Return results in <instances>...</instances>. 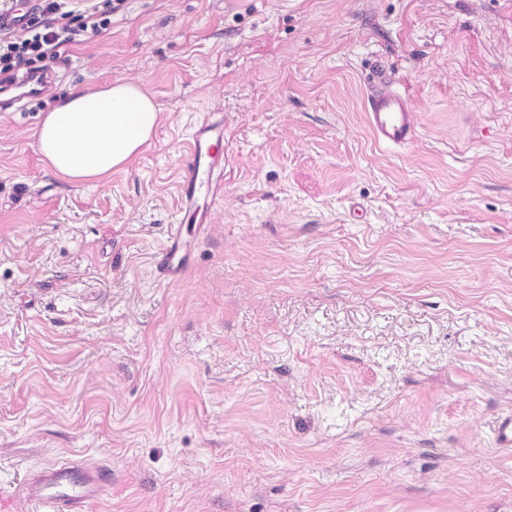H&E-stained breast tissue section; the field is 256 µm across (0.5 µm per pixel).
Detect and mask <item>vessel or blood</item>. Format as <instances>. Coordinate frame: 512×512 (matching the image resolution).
I'll use <instances>...</instances> for the list:
<instances>
[{
	"label": "vessel or blood",
	"instance_id": "b4317fda",
	"mask_svg": "<svg viewBox=\"0 0 512 512\" xmlns=\"http://www.w3.org/2000/svg\"><path fill=\"white\" fill-rule=\"evenodd\" d=\"M369 130L376 142L402 148L417 133L418 115L409 98L385 79L372 86L365 99ZM224 118L215 115L197 125L187 140L178 182L179 210L184 222L209 223L210 209L199 206L200 193L216 199L224 186ZM189 264V253L182 242L181 224L169 227L158 273L172 280ZM112 484V474L102 467L66 462L42 469L27 478L22 489L31 512H86L88 504L104 496Z\"/></svg>",
	"mask_w": 512,
	"mask_h": 512
}]
</instances>
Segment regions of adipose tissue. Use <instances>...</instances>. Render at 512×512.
<instances>
[{"label":"adipose tissue","instance_id":"obj_1","mask_svg":"<svg viewBox=\"0 0 512 512\" xmlns=\"http://www.w3.org/2000/svg\"><path fill=\"white\" fill-rule=\"evenodd\" d=\"M159 116L152 99L129 82L91 93L74 89L40 124L39 150L51 172L77 184L98 180L150 139Z\"/></svg>","mask_w":512,"mask_h":512}]
</instances>
